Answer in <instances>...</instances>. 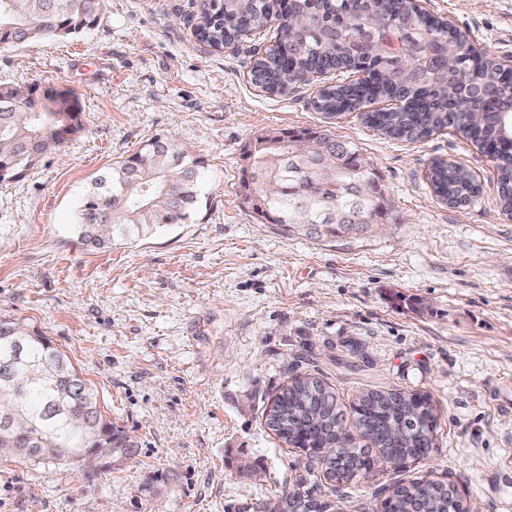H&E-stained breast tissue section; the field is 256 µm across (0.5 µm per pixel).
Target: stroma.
Returning <instances> with one entry per match:
<instances>
[{"instance_id":"obj_1","label":"stroma","mask_w":512,"mask_h":512,"mask_svg":"<svg viewBox=\"0 0 512 512\" xmlns=\"http://www.w3.org/2000/svg\"><path fill=\"white\" fill-rule=\"evenodd\" d=\"M420 5L512 59V0ZM198 16L199 0H104L91 27L0 49V86L73 91L81 120L0 183V313L48 336L129 442L80 468L0 455V512H263L296 491L364 512L415 479L456 482L470 512H512V218L493 163L450 128L392 139L355 112L324 117L318 89L352 71L267 93L251 70L274 31L216 50ZM301 128L350 143L375 172L385 213L369 233L307 237L244 204V152ZM156 136L202 161L190 217L143 240L81 242L91 184ZM438 160L478 172L476 203L435 195ZM304 377L331 388L345 440L372 456L360 394L428 395L434 453L327 477L266 425Z\"/></svg>"}]
</instances>
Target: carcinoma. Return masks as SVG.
I'll list each match as a JSON object with an SVG mask.
<instances>
[{"mask_svg": "<svg viewBox=\"0 0 512 512\" xmlns=\"http://www.w3.org/2000/svg\"><path fill=\"white\" fill-rule=\"evenodd\" d=\"M103 0H0V48L34 38L58 37L93 25ZM278 0H257L248 13L236 0H201V40L216 48L242 30L252 32L277 24V42L252 69V80L270 93H283L305 73L341 72L353 68L373 71L367 91L350 82L321 91L314 107L331 117L352 112L374 98H418L422 111L388 118L377 114L387 136L419 138L423 124L448 126L473 140L486 142L499 129L498 113L512 101V77L497 83V98L486 100L477 89L495 74L492 62L478 60L465 39L448 34L418 12L411 0H293L308 19L301 54L286 57L291 33L276 9ZM376 18L384 33L399 40L406 51L426 55L437 46L445 51L421 72L420 83L403 84L393 75L394 55L370 60L350 56L351 44L365 33L364 24ZM40 109L30 118L16 115L17 90L0 88V182L16 181L43 154L63 144L79 129L76 102L66 90L47 89ZM306 137L314 145L331 140L325 133L303 129L259 140L246 154L244 201L267 224L303 228L320 238H353L367 232L384 214L383 195L375 173L359 159L354 147L341 142L333 171L324 177L313 157L291 148ZM36 142L35 155L18 160L24 146ZM200 160L167 138L147 141L132 156L117 162L97 178L79 211V237L96 244L135 241L165 225L180 224L198 201ZM499 201L512 206V149L499 153ZM361 182L373 184L365 194ZM434 186L460 205L475 192L463 167L436 173ZM0 453L9 452L34 464H76L74 452L99 448L124 451L122 431L97 407L93 389L79 376L67 356L36 328H24L0 313ZM357 425L378 454L387 458L412 455L425 459L433 451L432 407L412 411L395 406L385 395L367 392L356 405ZM336 395L316 379L296 380L270 405L267 424L290 444L303 433L329 435L341 426ZM401 426L396 443L383 442L386 428ZM370 456L355 448L338 449L336 460L320 468L337 480H349L369 469ZM424 512H448V495L436 481L392 486L385 497L390 512H408L413 494Z\"/></svg>", "mask_w": 512, "mask_h": 512, "instance_id": "carcinoma-1", "label": "carcinoma"}]
</instances>
